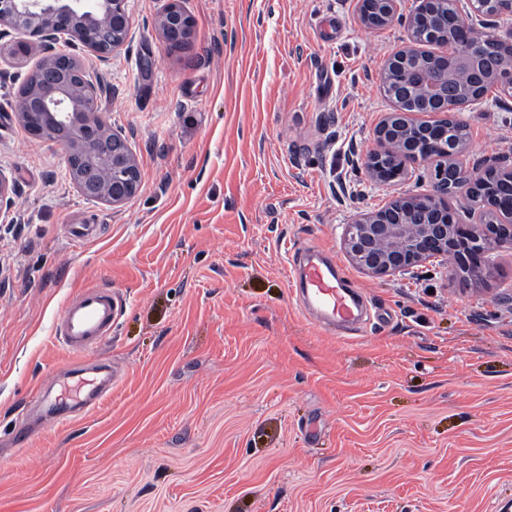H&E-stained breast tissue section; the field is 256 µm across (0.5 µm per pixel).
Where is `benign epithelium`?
I'll return each instance as SVG.
<instances>
[{"label":"benign epithelium","mask_w":512,"mask_h":512,"mask_svg":"<svg viewBox=\"0 0 512 512\" xmlns=\"http://www.w3.org/2000/svg\"><path fill=\"white\" fill-rule=\"evenodd\" d=\"M436 0H418L408 27L424 24ZM0 26L22 30L28 40L19 50L41 56L38 68L23 87L19 122L35 136L59 142L79 194L114 207L126 203L137 192L140 169L127 140L112 131L99 112L106 87L86 77L80 57H61L53 44L61 34L73 36L87 50L105 61L122 47L129 31L125 0H0ZM157 26L168 43L185 41L192 19L181 0L170 3L159 16ZM455 45L459 50L439 56L435 78L417 73L411 80L390 91L402 97L417 93L425 106L436 109L427 119L412 112L384 115L374 130L373 144L365 156L369 177L379 185L400 181L408 165L419 161L414 142L388 133L391 120L403 117L404 130H415L436 141V181L430 193L397 197L377 211L362 212L344 227L342 246L348 259L370 276L405 272L436 258L453 254L462 263L467 250L484 257L496 243L506 241L500 228L512 229V212L499 224L486 223V214L497 211L499 193L512 198V166L483 162L464 165L465 147L454 138L453 113L469 105L456 97L448 74L469 63L473 83L505 79L512 85V63L474 64L481 52L484 33L457 14ZM387 156L399 163L388 175L379 159ZM464 192L481 199L482 210L471 224L456 223L448 200L450 194ZM15 182L0 171V211L13 204Z\"/></svg>","instance_id":"obj_1"}]
</instances>
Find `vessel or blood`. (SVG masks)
I'll return each mask as SVG.
<instances>
[{
	"instance_id": "1",
	"label": "vessel or blood",
	"mask_w": 512,
	"mask_h": 512,
	"mask_svg": "<svg viewBox=\"0 0 512 512\" xmlns=\"http://www.w3.org/2000/svg\"><path fill=\"white\" fill-rule=\"evenodd\" d=\"M291 264L298 271L301 287L296 297L306 308L317 310L336 321L347 332L359 330L364 302L358 292L344 288L335 262L314 251H294ZM122 308V298L109 286H95L81 290L64 307L53 328L55 341L64 349L87 356V363L66 370L68 378L88 393L79 406L63 400L50 405L54 420L73 417L76 409L94 408L102 399L103 391L111 386L112 376L107 373L109 362L95 358L112 336V328Z\"/></svg>"
}]
</instances>
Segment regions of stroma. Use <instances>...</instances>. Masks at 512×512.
Here are the masks:
<instances>
[{
  "label": "stroma",
  "mask_w": 512,
  "mask_h": 512,
  "mask_svg": "<svg viewBox=\"0 0 512 512\" xmlns=\"http://www.w3.org/2000/svg\"><path fill=\"white\" fill-rule=\"evenodd\" d=\"M127 0L108 61L68 35L109 89L101 112L140 168L114 207L77 192L60 144L17 120L39 58L0 37V512H490L512 499V245L481 289L437 257L364 274L341 238L355 215L433 188L361 160L394 105L381 72L410 46L417 0L368 28L361 0ZM467 163L512 159V95L457 112ZM331 254L367 298L331 331L293 291L289 251ZM124 298L106 345L117 381L94 409L39 423L49 377L76 363L50 335L70 297ZM32 430L19 446V429ZM181 3V0H170L157 20L162 36L170 45L184 42L191 33L192 19Z\"/></svg>",
  "instance_id": "stroma-1"
}]
</instances>
